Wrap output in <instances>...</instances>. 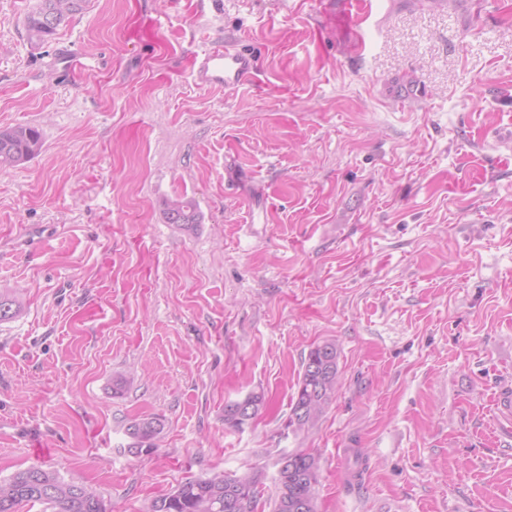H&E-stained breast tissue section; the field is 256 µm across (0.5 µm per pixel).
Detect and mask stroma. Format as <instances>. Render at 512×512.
Here are the masks:
<instances>
[{"label":"stroma","instance_id":"1","mask_svg":"<svg viewBox=\"0 0 512 512\" xmlns=\"http://www.w3.org/2000/svg\"><path fill=\"white\" fill-rule=\"evenodd\" d=\"M343 2L90 0L35 46L32 0H0V128L43 141L0 170V291L24 299L0 322V479L35 465L149 512L258 470L270 500L301 448L318 512H512V0ZM221 42L257 84L197 82ZM178 196L198 224L167 222ZM324 342L336 392L296 431ZM138 417L152 453L128 450ZM338 351L331 342L312 348L303 364L298 389L292 398L288 426L297 430L312 427L330 400L338 373ZM161 422L158 418H142L132 422L127 430L130 431L133 443L129 448L137 449V454L143 451L146 454L151 453L156 448L155 438L160 433Z\"/></svg>","mask_w":512,"mask_h":512}]
</instances>
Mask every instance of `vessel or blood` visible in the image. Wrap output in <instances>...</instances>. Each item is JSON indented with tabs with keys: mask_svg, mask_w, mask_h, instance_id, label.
<instances>
[{
	"mask_svg": "<svg viewBox=\"0 0 512 512\" xmlns=\"http://www.w3.org/2000/svg\"><path fill=\"white\" fill-rule=\"evenodd\" d=\"M195 66L200 83L227 90L247 84L257 73L254 58L231 45L214 46L196 55Z\"/></svg>",
	"mask_w": 512,
	"mask_h": 512,
	"instance_id": "vessel-or-blood-1",
	"label": "vessel or blood"
}]
</instances>
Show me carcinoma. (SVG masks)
<instances>
[{
    "mask_svg": "<svg viewBox=\"0 0 512 512\" xmlns=\"http://www.w3.org/2000/svg\"><path fill=\"white\" fill-rule=\"evenodd\" d=\"M89 0H34L24 19L28 39L34 45L45 42L57 29L82 14ZM38 129L18 124L0 130V167H16L40 151ZM168 223L188 226L199 222L192 201L177 197L165 203ZM22 310L19 298L8 292L0 293V322L16 318ZM336 345L327 342L312 348L303 364L298 389L292 398L288 425L298 430L313 426L324 405L330 400L338 373ZM161 422L157 418H142L132 422L133 443L130 447L147 454L156 448L155 438ZM294 478L281 489V478H275L277 493L272 512H291L286 497L305 499L307 512H317L315 487L319 481V461L306 451L292 453ZM261 473L245 475L215 472L207 477L186 480L170 495L156 499L151 512H264L259 489ZM43 504L52 512H100L103 499L79 478L65 479L58 474L32 466L0 480V512H20L23 505Z\"/></svg>",
    "mask_w": 512,
    "mask_h": 512,
    "instance_id": "1",
    "label": "carcinoma"
}]
</instances>
